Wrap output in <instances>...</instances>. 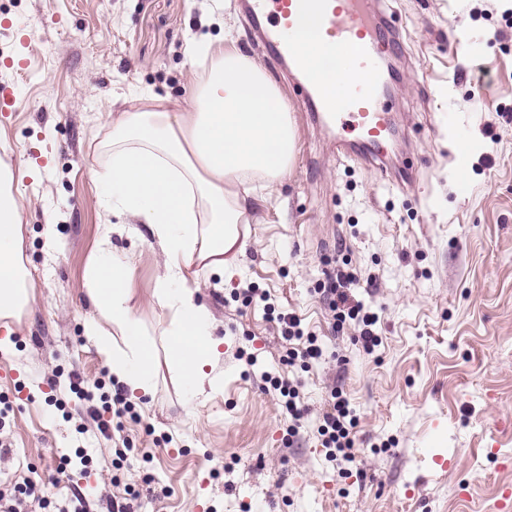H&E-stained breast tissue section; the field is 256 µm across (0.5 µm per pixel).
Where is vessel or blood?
Instances as JSON below:
<instances>
[{"instance_id":"obj_1","label":"vessel or blood","mask_w":512,"mask_h":512,"mask_svg":"<svg viewBox=\"0 0 512 512\" xmlns=\"http://www.w3.org/2000/svg\"><path fill=\"white\" fill-rule=\"evenodd\" d=\"M381 0H245L246 12L260 31V44L271 55L288 60L299 78L307 79L303 101L314 119L349 129L353 140L340 142L347 153L384 161L394 129L384 100L386 61L392 55L397 31L380 9ZM320 18V50H349L347 64L359 79L336 97L325 96L317 82L308 80L312 67L298 52L303 36L297 25L301 8Z\"/></svg>"}]
</instances>
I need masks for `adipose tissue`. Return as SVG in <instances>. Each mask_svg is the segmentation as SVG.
Listing matches in <instances>:
<instances>
[{"label": "adipose tissue", "mask_w": 512, "mask_h": 512, "mask_svg": "<svg viewBox=\"0 0 512 512\" xmlns=\"http://www.w3.org/2000/svg\"><path fill=\"white\" fill-rule=\"evenodd\" d=\"M202 75L188 105L172 111L148 94L111 120L112 162L102 178L113 212L142 224L163 255L152 292L168 313L162 341L150 338L131 305V256L100 242L84 279L97 317L87 333L112 378L131 398L153 395L160 369L191 397L217 389L224 340L196 277L230 272L243 254L257 199L252 178L274 187L290 170L297 128L275 84L251 57L204 37L188 47ZM13 175L0 168V321L22 316L31 299L20 259L22 212Z\"/></svg>", "instance_id": "adipose-tissue-1"}]
</instances>
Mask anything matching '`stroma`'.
<instances>
[{
	"instance_id": "35a3bbf8",
	"label": "stroma",
	"mask_w": 512,
	"mask_h": 512,
	"mask_svg": "<svg viewBox=\"0 0 512 512\" xmlns=\"http://www.w3.org/2000/svg\"><path fill=\"white\" fill-rule=\"evenodd\" d=\"M383 8L400 38L386 179L337 151L338 130L310 121L305 89L257 44L240 0H0V62L30 61L0 65L17 93L15 110L0 112V160L14 173L33 288L0 350V400L12 407L0 489L37 476L44 512L77 490L104 512L108 497L147 486L138 512H498L512 488V0ZM203 34L230 37L278 86L298 129L295 160L251 212L235 274L201 281L224 338L221 389L191 402L164 370L135 416L99 405V421L129 441L120 460L58 384L72 373L85 387L112 380L86 334L95 310L84 268L100 239L131 255L136 314L155 338L167 326L151 301L163 263L133 225L109 233L119 218L91 172L110 162L109 116L132 93L183 105L195 80L186 48ZM406 165L413 183L401 186ZM336 257L361 275L351 298L379 317L373 352L333 329L316 291ZM266 293L317 336L322 360L282 363L288 344ZM273 377L301 384L297 441ZM335 387L358 425L352 461L333 464L311 427Z\"/></svg>"
}]
</instances>
